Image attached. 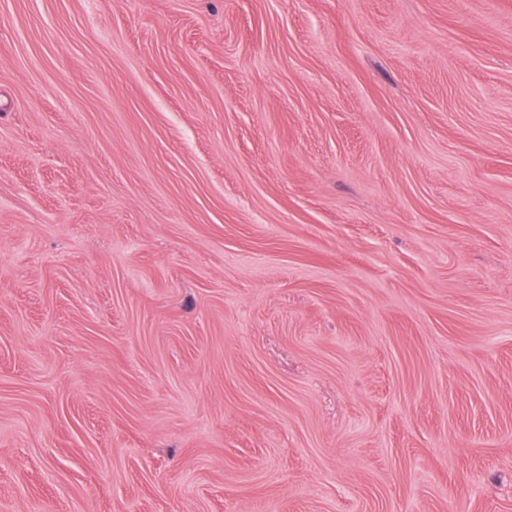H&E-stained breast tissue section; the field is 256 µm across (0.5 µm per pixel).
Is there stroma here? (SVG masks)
<instances>
[{"label":"stroma","mask_w":512,"mask_h":512,"mask_svg":"<svg viewBox=\"0 0 512 512\" xmlns=\"http://www.w3.org/2000/svg\"><path fill=\"white\" fill-rule=\"evenodd\" d=\"M0 512H512V0H0Z\"/></svg>","instance_id":"stroma-1"}]
</instances>
